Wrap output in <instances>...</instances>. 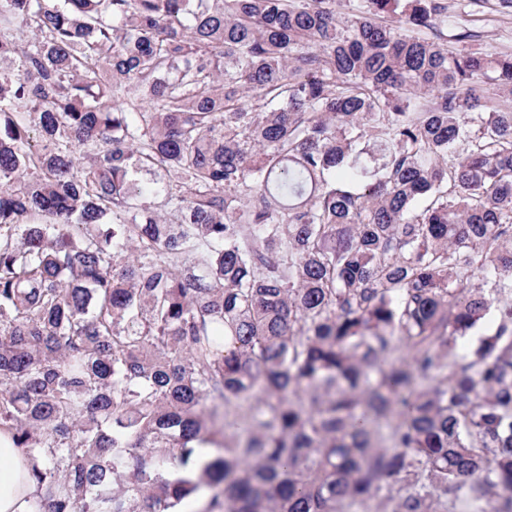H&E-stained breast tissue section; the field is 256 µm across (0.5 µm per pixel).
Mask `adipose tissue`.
I'll return each mask as SVG.
<instances>
[{
	"mask_svg": "<svg viewBox=\"0 0 512 512\" xmlns=\"http://www.w3.org/2000/svg\"><path fill=\"white\" fill-rule=\"evenodd\" d=\"M35 496L26 457L9 434L0 432V512H30Z\"/></svg>",
	"mask_w": 512,
	"mask_h": 512,
	"instance_id": "obj_1",
	"label": "adipose tissue"
}]
</instances>
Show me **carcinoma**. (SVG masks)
<instances>
[{
	"label": "carcinoma",
	"instance_id": "cac0c4a2",
	"mask_svg": "<svg viewBox=\"0 0 512 512\" xmlns=\"http://www.w3.org/2000/svg\"><path fill=\"white\" fill-rule=\"evenodd\" d=\"M505 100L447 0H0L33 512H512Z\"/></svg>",
	"mask_w": 512,
	"mask_h": 512
}]
</instances>
